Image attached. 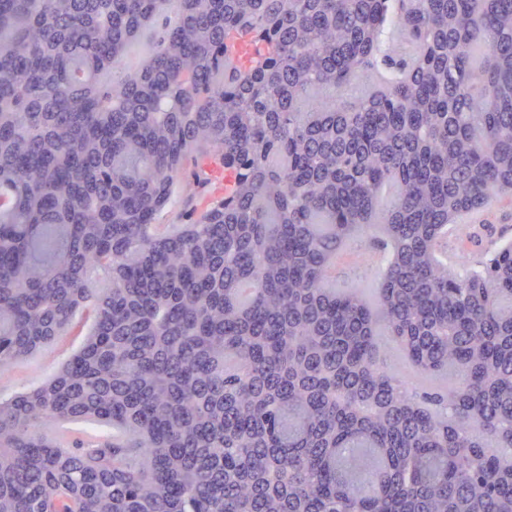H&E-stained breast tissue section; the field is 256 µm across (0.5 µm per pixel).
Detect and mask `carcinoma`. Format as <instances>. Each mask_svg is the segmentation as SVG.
<instances>
[{
  "instance_id": "1",
  "label": "carcinoma",
  "mask_w": 512,
  "mask_h": 512,
  "mask_svg": "<svg viewBox=\"0 0 512 512\" xmlns=\"http://www.w3.org/2000/svg\"><path fill=\"white\" fill-rule=\"evenodd\" d=\"M2 196L0 512H512V0H0ZM499 200L492 199L489 201L487 207L481 211L473 213H464L457 221V224H482L487 219L493 217H501L505 214L510 216V222L512 224V207L504 206ZM384 336V333H382ZM381 358L384 366L395 377H410L414 382L429 389H448L455 383L450 376H424L417 372L415 366L406 358L403 350L391 339L384 336L381 347ZM60 341L41 350L34 357L23 362L19 371L30 384H36L48 378L58 366L62 356L59 353Z\"/></svg>"
}]
</instances>
